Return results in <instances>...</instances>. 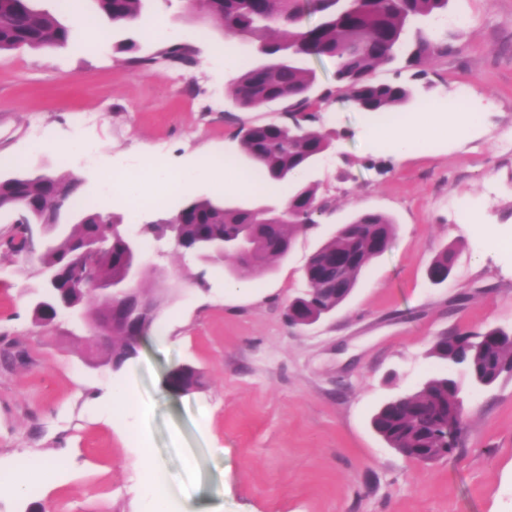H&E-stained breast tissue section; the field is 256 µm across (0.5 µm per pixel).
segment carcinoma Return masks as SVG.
<instances>
[{
	"mask_svg": "<svg viewBox=\"0 0 512 512\" xmlns=\"http://www.w3.org/2000/svg\"><path fill=\"white\" fill-rule=\"evenodd\" d=\"M146 0H96L99 12L112 24L124 26L143 18ZM453 0H201L200 12L210 25L229 37L248 41L265 62L245 68L234 80L235 98L242 108H256L275 102L288 103V111L301 115V134L288 136L280 124L254 125L242 131L243 155L263 180L282 184L287 192L284 208L226 206L208 197L184 201L168 218L145 225L144 233L162 237L168 224L178 223L183 244L190 246L212 237H242L246 249L234 255L229 276L246 279L258 269L288 255L295 234L314 223V214L326 207L313 184L294 179L312 161L329 149L326 135L313 128L319 120V104L341 95L365 114L390 115L415 99V87L404 83H378L373 71L381 65L404 64L423 74L428 61L448 55V39L430 27H438ZM317 21L304 23L305 17ZM71 27L57 17L33 6V0H0V52L21 48H64L71 39ZM174 44L155 57H135L132 62L152 65L161 58L171 65L191 60ZM331 58L336 62L333 81L312 95L315 71L304 66L310 58ZM65 190L66 201L83 192L84 179L70 172L47 177L0 175V211L17 213L18 225L3 245L15 254L25 251L22 225L43 224L53 231L60 221L61 207L48 196V186ZM121 219L100 212L85 213L39 255L41 269L60 272V287L67 289L84 309L93 325L108 306L107 295L77 285L69 276V265L77 244L95 239L103 244L96 260L102 287L124 276L126 249L113 222ZM394 221L377 212L356 215L308 259L304 277L310 294L297 298L302 314L336 309L357 285L364 269L390 246ZM353 255L345 272L343 291H321L320 273L326 264ZM455 250L440 252L428 267L435 284L444 282L451 271ZM86 363L107 366L112 357L131 347L129 339L115 336L105 348H94L82 336ZM440 359L463 366L466 378L476 386L490 387L501 376L512 375V329L496 327L482 333L441 336L431 349ZM179 385L190 391L203 385L202 373L179 365L169 369L164 388ZM458 382L432 378L414 394L384 404L373 417L375 431L391 448H401L415 458L437 460L455 452L461 435L447 431L461 412Z\"/></svg>",
	"mask_w": 512,
	"mask_h": 512,
	"instance_id": "carcinoma-1",
	"label": "carcinoma"
}]
</instances>
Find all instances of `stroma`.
I'll use <instances>...</instances> for the list:
<instances>
[{"mask_svg": "<svg viewBox=\"0 0 512 512\" xmlns=\"http://www.w3.org/2000/svg\"><path fill=\"white\" fill-rule=\"evenodd\" d=\"M36 4L76 31L63 48L0 53V171L84 177L80 202L63 208L61 224L86 207L139 226L201 196L280 205L274 192L218 191L220 172L174 193L145 182L154 205L140 212L102 185L103 167L138 173L151 158L173 172L209 153L246 167L241 130L288 120L280 104L236 105L232 82L217 74L226 36L188 0H148L145 9L189 32L195 62L178 66L158 60L165 41L100 19L94 0L74 10L63 0ZM440 30L454 50L427 63L422 79L396 65L373 76L415 82L421 103L449 110L461 92L477 93L479 127L454 128L398 160L374 135L381 116L329 103L316 127L333 144L308 173L326 208L286 258L239 289L227 263L205 267L147 240L142 288L150 296L164 289L154 326L169 340L142 343L121 372L89 367L65 322L35 324L29 299L40 265L6 250L16 215L0 211V474L15 475L24 460L48 469L25 494L1 493L0 512H153L145 472L127 465L144 451L178 479L166 512H182L184 486L197 512H512V376L485 389L464 385L462 446L449 456L406 458L372 426L387 401L450 375L430 353L438 337L512 328V252L502 248L512 241V0H455ZM128 38L135 52L117 51ZM132 55L157 62L134 65ZM195 86L215 91L221 109L192 106ZM34 126L56 144L92 145L97 162L75 149L33 150ZM467 201L479 224L457 216ZM362 212L394 220L389 248L332 315L291 325L287 307L307 286L310 255ZM449 247L450 275L433 284L428 267ZM183 363L201 370L204 384L169 395L164 376ZM116 389L134 402L113 403Z\"/></svg>", "mask_w": 512, "mask_h": 512, "instance_id": "stroma-1", "label": "stroma"}]
</instances>
